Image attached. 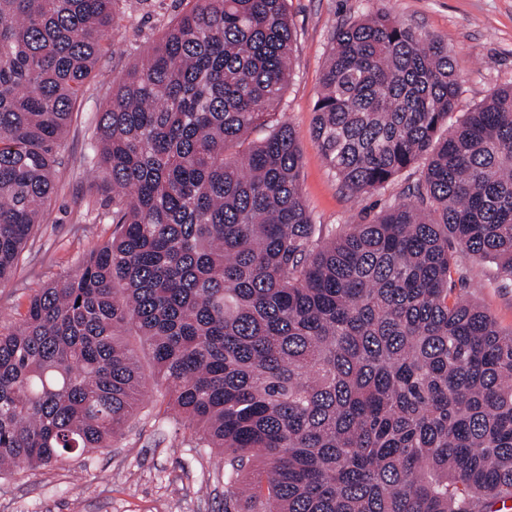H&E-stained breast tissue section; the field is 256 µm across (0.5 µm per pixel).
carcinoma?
I'll list each match as a JSON object with an SVG mask.
<instances>
[{
  "instance_id": "1",
  "label": "carcinoma",
  "mask_w": 512,
  "mask_h": 512,
  "mask_svg": "<svg viewBox=\"0 0 512 512\" xmlns=\"http://www.w3.org/2000/svg\"><path fill=\"white\" fill-rule=\"evenodd\" d=\"M121 1L138 3L0 0L1 287ZM191 2L100 113L111 240L0 325V469L112 447L145 385L133 329L198 445L224 455L225 512H500L512 331L454 294V251L512 288V85L444 135L448 44L383 11L341 26L314 106L330 170L365 196L421 171L371 223L326 227L293 127L271 120L287 0Z\"/></svg>"
}]
</instances>
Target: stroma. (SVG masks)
I'll use <instances>...</instances> for the list:
<instances>
[{"mask_svg":"<svg viewBox=\"0 0 512 512\" xmlns=\"http://www.w3.org/2000/svg\"><path fill=\"white\" fill-rule=\"evenodd\" d=\"M186 7L185 0H142L131 15L115 16L97 75L88 82L60 151L57 190L9 283L0 287V324L22 318L38 289L72 274L113 231L112 193L90 179L96 125L112 83L142 61L149 43ZM296 41L290 83L276 111L298 137L300 185L318 224H365L419 177L404 172L384 189L355 197L340 187L312 134L314 106L332 37L343 23L384 9L423 33L447 40L459 74L454 119L494 89L512 84V0H287ZM467 299L512 330V288L492 282L493 264L468 260ZM227 485L217 450L201 448L193 429L167 414L165 387L149 381L121 438L92 461L0 476V512H224Z\"/></svg>","mask_w":512,"mask_h":512,"instance_id":"stroma-1","label":"stroma"}]
</instances>
